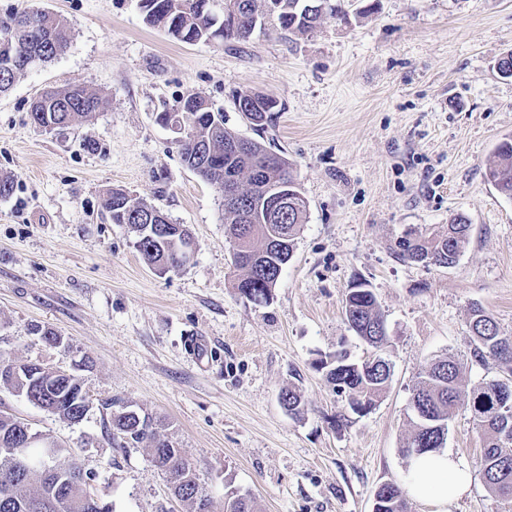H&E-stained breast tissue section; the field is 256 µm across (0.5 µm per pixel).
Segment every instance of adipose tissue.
Returning a JSON list of instances; mask_svg holds the SVG:
<instances>
[{"instance_id":"obj_1","label":"adipose tissue","mask_w":512,"mask_h":512,"mask_svg":"<svg viewBox=\"0 0 512 512\" xmlns=\"http://www.w3.org/2000/svg\"><path fill=\"white\" fill-rule=\"evenodd\" d=\"M467 473L466 463L447 452L423 454L410 463L408 493L431 506L432 512H449L467 489Z\"/></svg>"}]
</instances>
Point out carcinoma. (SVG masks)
I'll list each match as a JSON object with an SVG mask.
<instances>
[{"label":"carcinoma","mask_w":512,"mask_h":512,"mask_svg":"<svg viewBox=\"0 0 512 512\" xmlns=\"http://www.w3.org/2000/svg\"><path fill=\"white\" fill-rule=\"evenodd\" d=\"M154 0H141L146 22L163 29L170 37L187 44L212 41L221 45L245 42L256 30H272L279 35H298L312 31L322 21L320 14L308 16V7L323 0H234L239 14L236 23L224 22V13L217 12L208 0H164V9L157 12ZM326 16L345 20L351 0H328ZM21 32L23 40L11 44V52L0 50V93L8 91L33 63L28 54H37L38 62L55 59L69 45L72 34L67 21L45 9H24L0 17V47L4 39ZM255 95L238 93L234 103L238 111L256 127L268 121L278 102L268 99L263 111L250 112ZM103 105L102 97L83 86L55 89L30 108L35 126L49 130V125L64 128L87 119ZM185 116L191 139L180 145L184 165L204 181L224 186L211 169L204 165L220 163L238 173L240 192L249 201L246 208L224 210L225 233L239 228L246 238L242 250L231 253L233 267L240 271L235 288L246 299L266 302L270 299L283 266L293 256L297 235L304 224L307 204L298 190L288 195L286 212L276 220L269 211L252 203L265 183L295 185L288 161L254 140L247 141L242 156L224 153V146L237 135L224 128V113L204 106V97L189 94L179 99L174 119ZM488 181L503 196L512 198V137L503 138L496 146L494 159L486 170ZM104 208L114 224H125L134 236L138 252L156 271L174 272L182 266V250L191 235L182 224H168L154 215L156 207L135 201L123 189L106 194ZM453 237L441 227L423 233L406 232L395 243L394 252L404 261L450 267L464 252L470 239L468 219L459 215L451 224ZM347 328L375 349L387 340L385 321L378 309L376 296L367 281L358 279L343 302ZM468 328L472 338L471 358L485 363L493 360L506 370L504 380L482 381L472 386L462 382L460 363L452 356L436 359L420 375L412 389V431L403 449L411 459L423 452L444 447L449 421L457 408L470 413L473 424L483 435L480 473L486 489L496 497L512 503V432L505 433L498 409L512 404V335H505L498 323L482 306L471 308ZM317 368L326 370V378L336 392L347 397L349 407L358 406L370 412L386 392L392 377V366L386 358L376 355L370 362H355L349 352L336 351L331 361L319 360ZM33 405L79 423L86 410L83 383L80 377L68 381L46 371L33 377L18 365L15 374L0 376ZM288 412L298 414L303 408L302 396L292 388L280 394ZM24 423L13 416L0 414V512H97L91 503L97 497L89 487L96 474L73 461L68 465H52L53 473L30 469L12 453L11 443L24 435ZM112 441L120 447L148 442L151 460L168 478L173 495L190 506V512H202L211 506L202 486L196 465L182 448L160 434L154 420L146 414L122 407L111 412ZM224 512H259L257 502L248 493L230 491L224 496ZM373 512H406L403 488L390 481L381 485L374 496Z\"/></svg>","instance_id":"carcinoma-1"}]
</instances>
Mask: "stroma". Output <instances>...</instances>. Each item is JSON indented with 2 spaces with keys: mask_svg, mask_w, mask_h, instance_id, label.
Masks as SVG:
<instances>
[{
  "mask_svg": "<svg viewBox=\"0 0 512 512\" xmlns=\"http://www.w3.org/2000/svg\"><path fill=\"white\" fill-rule=\"evenodd\" d=\"M348 22L325 20L283 40L185 44L143 19L139 0H0V14L35 6L64 17L72 40L0 94V351L13 360L72 370L81 365L93 402L70 423L0 385V413L60 445L55 461L96 472L93 493L112 512H188L172 497L145 447L116 448L110 399L148 413L196 465L211 499L251 493L261 512H372L378 487L407 484L401 448L418 374L438 357L469 382L499 379L476 363L466 327L481 305L512 334V200L486 178L498 141L512 136V0H364ZM80 85L105 98L95 117L64 132L30 120L50 88ZM255 92L280 109L263 127L238 112ZM197 93L224 126L290 163L307 201L293 257L270 300L235 288L224 197L182 162L160 113ZM126 190L185 225L194 257L164 275L142 259L126 225L112 223L106 192ZM472 225L450 267L396 258L405 231ZM374 292L387 327L389 387L364 416L351 414L316 360L347 344L374 350L344 322L355 278ZM53 328L50 346L34 326ZM299 391L301 414L280 403ZM348 423L334 428L333 417ZM445 448L470 472L451 512H506L480 475L482 437L467 411Z\"/></svg>",
  "mask_w": 512,
  "mask_h": 512,
  "instance_id": "35a3bbf8",
  "label": "stroma"
}]
</instances>
